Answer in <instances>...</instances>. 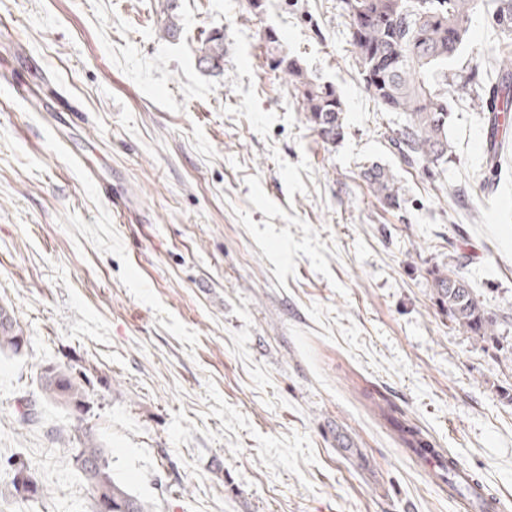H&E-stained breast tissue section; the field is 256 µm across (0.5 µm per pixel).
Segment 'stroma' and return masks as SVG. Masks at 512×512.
<instances>
[{
    "mask_svg": "<svg viewBox=\"0 0 512 512\" xmlns=\"http://www.w3.org/2000/svg\"><path fill=\"white\" fill-rule=\"evenodd\" d=\"M264 2L0 0V304L27 338L0 354V457L48 489L23 504L1 475L0 512H89L71 454L88 429L159 512H456L389 408L512 497V146L485 186L475 92L512 51L499 0H477L430 79H473L434 176L390 142L401 119L365 89L343 0ZM270 29L335 87L338 142L269 67ZM217 30L212 71L198 49ZM448 265L493 339L439 307L429 272ZM50 364L86 372V407L24 424ZM199 62L208 69H219L224 62V34L208 36L199 47ZM365 180L373 189L375 195L390 208H397L401 204V193L398 181L389 169L372 164L364 169Z\"/></svg>",
    "mask_w": 512,
    "mask_h": 512,
    "instance_id": "stroma-1",
    "label": "stroma"
}]
</instances>
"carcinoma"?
Segmentation results:
<instances>
[{"label":"carcinoma","instance_id":"obj_1","mask_svg":"<svg viewBox=\"0 0 512 512\" xmlns=\"http://www.w3.org/2000/svg\"><path fill=\"white\" fill-rule=\"evenodd\" d=\"M351 17L350 45L360 65L365 87L375 102L387 112H396L403 123L391 138L405 163L423 161L441 167L453 158L448 139L452 113L448 97L426 80V74L452 58L468 32L469 17L476 0H345ZM495 22L512 28V0H500ZM266 59L274 70L288 76L299 99L301 111L318 137L335 143L343 136L342 102L336 90L304 75L299 61L284 54L280 38L273 29L263 40ZM199 62L218 69L224 62V36H208L199 47ZM495 83L485 94L505 109L512 108V62L495 64ZM505 143L492 141L487 149L485 184L493 185L502 170ZM365 180L375 195L388 207L401 204L398 181L392 172L373 164L364 169ZM432 283L439 306L448 318L476 336L495 335L496 320L474 294L467 278L452 267L432 271ZM26 337L18 322H0V353L19 354ZM86 374L71 368L48 365L41 372L42 401L63 411H80L85 406ZM21 418L28 424L41 419L40 403L27 400ZM401 440L408 448H421L416 441L418 427L406 421L397 422ZM73 460L93 492V512H157L158 506L130 493L112 474L107 449L98 438L88 433L80 439V447L72 449ZM15 460L6 466L10 475L11 495L22 501H38L48 489L38 479L22 492Z\"/></svg>","mask_w":512,"mask_h":512}]
</instances>
